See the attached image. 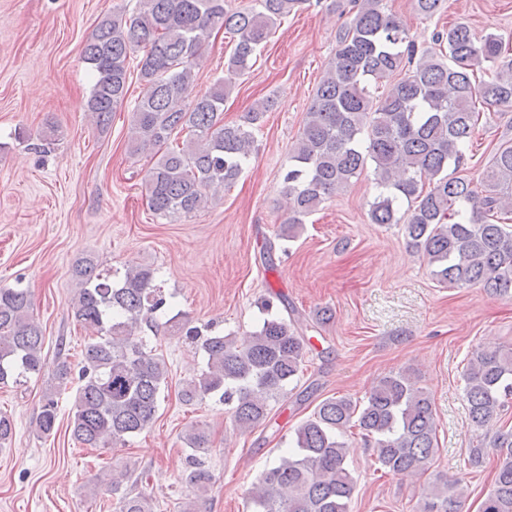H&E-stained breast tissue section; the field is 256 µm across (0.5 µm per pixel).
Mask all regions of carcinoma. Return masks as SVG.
I'll return each instance as SVG.
<instances>
[{
    "label": "carcinoma",
    "mask_w": 512,
    "mask_h": 512,
    "mask_svg": "<svg viewBox=\"0 0 512 512\" xmlns=\"http://www.w3.org/2000/svg\"><path fill=\"white\" fill-rule=\"evenodd\" d=\"M350 4L352 18L338 34L283 178L288 218L277 239L296 238L304 218L370 162L379 188L370 203L371 223L404 224L438 282L478 284L492 296L512 298V141L494 149L481 180L484 191L448 175V167L467 165L480 108L512 107V53L498 35L477 38L464 21L434 34L439 51L419 53L385 0ZM307 6L312 0H253L244 8L228 0H138L92 32L83 48L94 77L87 112L103 131L127 104L130 63L136 62L142 91L132 107L131 152L158 155L145 176L155 214H195L239 178L257 124L273 101L261 100L243 120L226 124L224 100L282 19ZM220 31L233 44L224 78L198 91V62ZM485 63L491 76L476 78ZM174 133L184 134L182 142H170ZM72 277L78 288L71 312L93 336L81 351L69 430L90 448L125 443L153 423L168 387L164 355L136 336L166 301L146 265H131L114 281L99 271L96 257L86 255ZM30 308L27 289L0 288V385L20 386L46 367L43 332ZM261 308L266 317L241 339L209 327L186 330L177 317L167 321L171 333L185 334L205 358L180 390L184 404L218 394L233 404L237 428L266 424L271 403L303 375L306 340L293 322L272 313L270 300H262ZM73 371L68 358H56L35 423L41 438L56 428L57 396ZM463 377L469 420L482 431L469 448V465L478 468L496 457L481 512H512V428L487 431L512 407V347L474 350ZM353 427L373 447L380 468L394 476L424 474L437 453L430 397L412 374L390 373L362 402L322 400L296 429L293 446L258 477L249 492L250 512H349L355 480L345 434ZM183 440L192 450L185 475L194 494L190 510L198 512L215 479L199 457L210 448V433L195 424ZM129 481L122 470L107 488L118 496L119 512H153L149 497L122 488ZM462 483L460 477L435 476L424 488L423 512H458Z\"/></svg>",
    "instance_id": "cac0c4a2"
}]
</instances>
